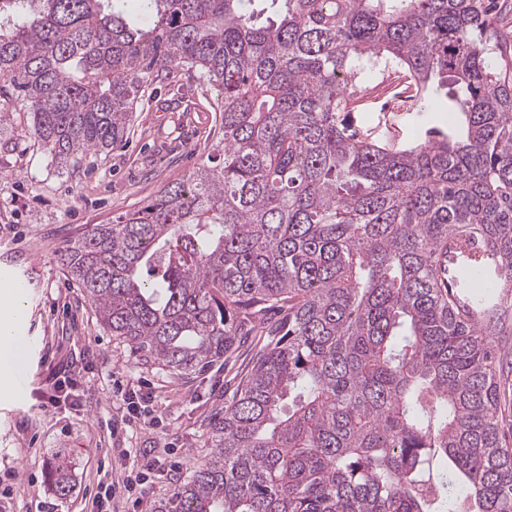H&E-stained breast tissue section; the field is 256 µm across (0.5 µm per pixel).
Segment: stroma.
<instances>
[{
  "label": "stroma",
  "instance_id": "1",
  "mask_svg": "<svg viewBox=\"0 0 512 512\" xmlns=\"http://www.w3.org/2000/svg\"><path fill=\"white\" fill-rule=\"evenodd\" d=\"M395 70L378 72L352 112L376 134L412 141L415 105L401 101ZM219 93L196 72L158 85L137 104L130 131L105 153L59 164L29 133L20 101L0 121V286H25L21 326L23 384L0 377V512H82L104 474L128 468L133 456L165 458L162 475L140 490V505L116 494L112 512H151L189 476L207 451L208 422L233 397L232 369L216 365L176 377L142 364L132 348L97 324L80 288L68 280L59 250L94 225L141 208L168 183L217 155L224 144ZM65 370L76 405L43 409L42 399ZM150 396L145 414L125 421L123 392ZM72 463L74 488L64 499L50 489L56 455Z\"/></svg>",
  "mask_w": 512,
  "mask_h": 512
}]
</instances>
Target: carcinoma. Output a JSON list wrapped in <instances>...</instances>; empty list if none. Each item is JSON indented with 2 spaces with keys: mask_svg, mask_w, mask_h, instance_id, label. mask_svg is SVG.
Here are the masks:
<instances>
[{
  "mask_svg": "<svg viewBox=\"0 0 512 512\" xmlns=\"http://www.w3.org/2000/svg\"><path fill=\"white\" fill-rule=\"evenodd\" d=\"M0 0V78L63 163L198 71L224 157L58 253L101 329L186 376L255 342L153 512H512L493 337L512 310V71L495 0ZM395 68L443 130L353 124ZM279 314L271 321L269 312ZM66 498L72 469L54 462Z\"/></svg>",
  "mask_w": 512,
  "mask_h": 512,
  "instance_id": "cac0c4a2",
  "label": "carcinoma"
}]
</instances>
